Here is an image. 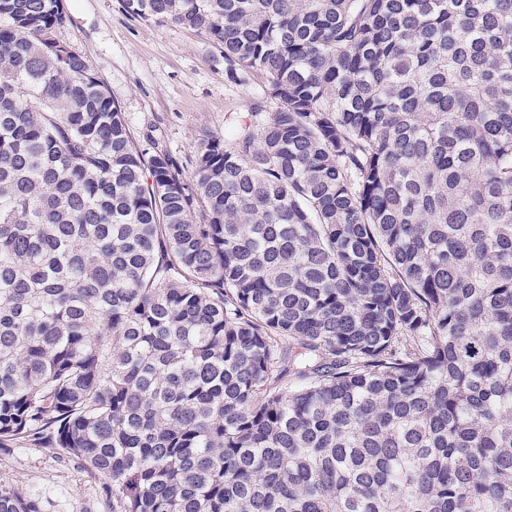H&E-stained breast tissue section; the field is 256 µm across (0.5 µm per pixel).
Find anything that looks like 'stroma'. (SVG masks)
Returning <instances> with one entry per match:
<instances>
[{
    "label": "stroma",
    "instance_id": "stroma-1",
    "mask_svg": "<svg viewBox=\"0 0 512 512\" xmlns=\"http://www.w3.org/2000/svg\"><path fill=\"white\" fill-rule=\"evenodd\" d=\"M65 6L69 20L56 38L88 60L138 150L168 152L188 172L200 135L247 121L256 87L228 79L221 52L205 34L134 18L122 0ZM1 483L37 493L42 512H112L98 473L37 444L0 448Z\"/></svg>",
    "mask_w": 512,
    "mask_h": 512
}]
</instances>
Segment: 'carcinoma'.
Here are the masks:
<instances>
[{
  "mask_svg": "<svg viewBox=\"0 0 512 512\" xmlns=\"http://www.w3.org/2000/svg\"><path fill=\"white\" fill-rule=\"evenodd\" d=\"M124 8L255 121L146 161L64 0H0V448L112 512H512V0Z\"/></svg>",
  "mask_w": 512,
  "mask_h": 512,
  "instance_id": "carcinoma-1",
  "label": "carcinoma"
}]
</instances>
